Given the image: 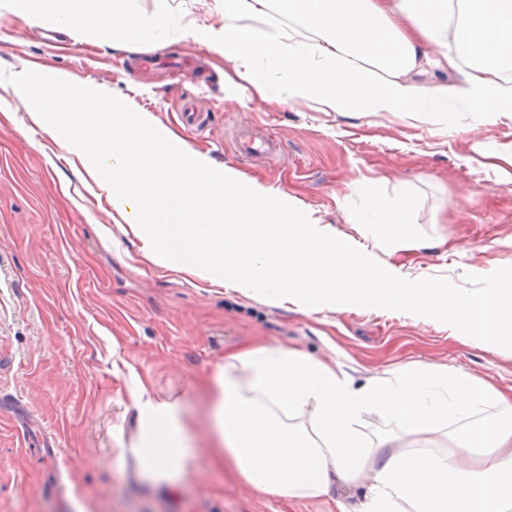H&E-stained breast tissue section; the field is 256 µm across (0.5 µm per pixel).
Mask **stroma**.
<instances>
[{
	"label": "stroma",
	"mask_w": 512,
	"mask_h": 512,
	"mask_svg": "<svg viewBox=\"0 0 512 512\" xmlns=\"http://www.w3.org/2000/svg\"><path fill=\"white\" fill-rule=\"evenodd\" d=\"M172 57L188 67L170 69ZM0 69L57 70L108 87L151 113L187 147L233 165L318 210L326 223L402 277L462 283L512 267V119L472 127L387 113L317 112L255 99L243 81L225 82L223 55L192 39L134 50L88 32L48 36L0 16ZM193 98L213 125L191 131L180 105ZM272 130L271 157H247L239 138ZM72 157L29 118L0 82V512H336L365 487L337 485L334 499L287 501L256 494L214 460L206 381L226 354L257 342L336 358L356 383L368 371L408 364L455 366L512 390V350L489 348L435 319L350 306L340 312L284 309L231 288L202 283L138 257L127 223ZM392 205L411 195V231L437 240L408 254L381 224L356 218L367 199ZM112 236L102 239L101 227ZM182 395L196 454L177 499L144 484L128 447L139 393Z\"/></svg>",
	"instance_id": "1"
}]
</instances>
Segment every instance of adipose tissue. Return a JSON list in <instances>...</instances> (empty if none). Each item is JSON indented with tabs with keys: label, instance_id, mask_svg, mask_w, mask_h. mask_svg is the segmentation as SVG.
Segmentation results:
<instances>
[{
	"label": "adipose tissue",
	"instance_id": "obj_1",
	"mask_svg": "<svg viewBox=\"0 0 512 512\" xmlns=\"http://www.w3.org/2000/svg\"><path fill=\"white\" fill-rule=\"evenodd\" d=\"M224 23L178 26L165 9L133 11L129 0H0L34 25L97 31L118 48L191 36L232 64L260 101L310 103L319 112H468L512 117V0H217ZM260 20L265 33L251 22ZM453 82L424 83L434 72ZM413 202L379 200L360 221L407 234ZM211 418L230 465L253 490L285 500L330 496L336 481L368 482L367 495L338 512H512V393L454 367L373 372L362 386L336 359L282 345L224 357L211 379ZM130 446L143 475L178 491L193 453L177 398L137 399ZM400 424L368 438L361 415ZM492 412L489 424L474 417Z\"/></svg>",
	"mask_w": 512,
	"mask_h": 512
}]
</instances>
